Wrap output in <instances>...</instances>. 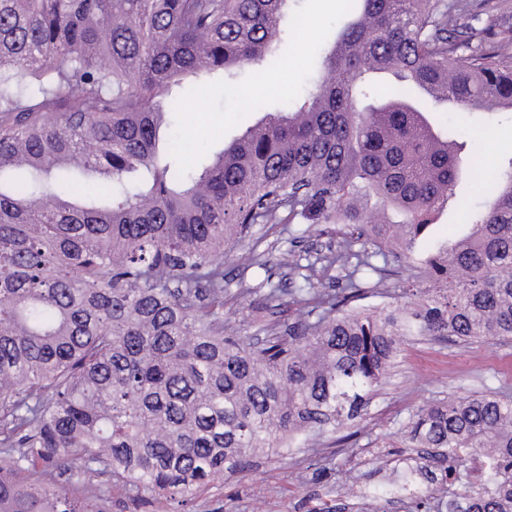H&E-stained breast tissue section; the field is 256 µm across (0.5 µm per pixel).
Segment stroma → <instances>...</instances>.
Listing matches in <instances>:
<instances>
[{
  "mask_svg": "<svg viewBox=\"0 0 512 512\" xmlns=\"http://www.w3.org/2000/svg\"><path fill=\"white\" fill-rule=\"evenodd\" d=\"M469 23L487 41H498L501 32L512 30V0H468ZM354 0H289L288 12L303 15L305 28L284 29L281 48L295 66L283 69L272 58L258 68L237 74L242 93L260 101L266 109L281 106L283 97H299L320 66L326 43L350 21ZM192 80L175 88L184 97L180 112L174 113L162 137L184 136L201 148L202 159H210L224 145L240 137L260 119L257 112L239 106L236 99L217 91L198 100ZM429 121L437 129L459 130L470 150L483 155L484 180L512 158V112H432ZM445 210L427 234L415 241L413 258L421 260L436 247L452 244L465 236L469 227L452 221ZM336 239L317 224H258L248 245L227 249L224 255V326L239 336H252L269 312L253 314L240 292L259 288L267 277V264H275L276 278L290 275L282 267L285 254L307 258L329 254ZM260 262L248 265V252ZM494 391L512 398V341L487 344L436 341L427 337L402 344L386 383L373 397L366 414L353 423L354 435L339 443L333 435H314L305 445L291 449L282 459H257L251 470L224 476L207 491L180 507L157 500L133 506L125 492L111 486L108 476L92 475L107 512H318L324 505L358 504L371 493L374 512H405L403 504L391 503L384 489L395 473L391 457L380 447L396 440L414 412L448 398L475 392Z\"/></svg>",
  "mask_w": 512,
  "mask_h": 512,
  "instance_id": "stroma-1",
  "label": "stroma"
}]
</instances>
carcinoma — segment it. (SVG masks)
Masks as SVG:
<instances>
[{
  "instance_id": "obj_1",
  "label": "carcinoma",
  "mask_w": 512,
  "mask_h": 512,
  "mask_svg": "<svg viewBox=\"0 0 512 512\" xmlns=\"http://www.w3.org/2000/svg\"><path fill=\"white\" fill-rule=\"evenodd\" d=\"M286 2L0 0V512H105L95 473L138 505L184 504L363 416L407 338H512V161L481 207L456 200L467 237L402 266L406 305L362 304L360 276L389 275L461 174L457 140L416 95L512 111L509 41L473 45L465 0H357L305 95L200 172L177 138L160 158L157 132L182 107L171 86L194 76L205 98L210 75L261 63ZM386 71L398 82L363 104ZM67 168L112 204L57 187ZM269 222L340 224L336 252L284 260L302 318L226 336L215 258ZM332 266L346 270L333 293L319 278ZM281 292L267 282L257 309ZM399 445L413 453L388 493L415 512L486 452L493 478L448 512H512L511 399L436 402Z\"/></svg>"
}]
</instances>
